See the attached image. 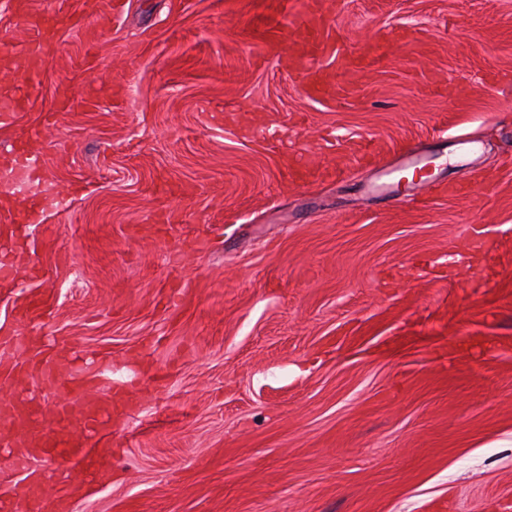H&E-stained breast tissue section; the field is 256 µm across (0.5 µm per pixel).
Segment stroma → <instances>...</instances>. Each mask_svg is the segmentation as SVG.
<instances>
[{
	"label": "stroma",
	"instance_id": "stroma-1",
	"mask_svg": "<svg viewBox=\"0 0 512 512\" xmlns=\"http://www.w3.org/2000/svg\"><path fill=\"white\" fill-rule=\"evenodd\" d=\"M45 2L0 0V42ZM125 2L0 70L40 79L0 153L67 194L31 224L0 186V398L52 414L25 366L79 353L113 398L111 471L51 512H512V0H291L406 36L335 100L263 52L264 0ZM410 150L426 199L370 194ZM11 157V161L16 163L17 168V180L22 185H27L35 180H33V176L37 171L38 163L37 160H32L27 156L25 152L21 153L20 149L11 151L9 153ZM16 154H21L18 158H16Z\"/></svg>",
	"mask_w": 512,
	"mask_h": 512
}]
</instances>
